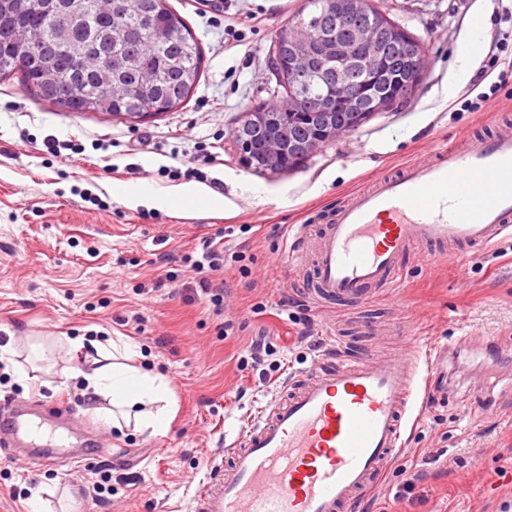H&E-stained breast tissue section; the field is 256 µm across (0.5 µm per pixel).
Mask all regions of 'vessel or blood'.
<instances>
[{"instance_id":"b4317fda","label":"vessel or blood","mask_w":512,"mask_h":512,"mask_svg":"<svg viewBox=\"0 0 512 512\" xmlns=\"http://www.w3.org/2000/svg\"><path fill=\"white\" fill-rule=\"evenodd\" d=\"M512 238V126L489 138L438 147L400 165L337 205L329 223L295 225L288 258H311L317 301L361 305L397 287L421 247L438 261L465 246ZM448 350L410 341L375 362L333 336L316 368L293 375L224 443V463L194 499L193 512H345L381 482L403 445L423 384L445 370ZM13 431L41 448L45 466L64 456L24 410Z\"/></svg>"}]
</instances>
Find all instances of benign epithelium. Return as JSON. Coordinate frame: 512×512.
Segmentation results:
<instances>
[{
	"label": "benign epithelium",
	"mask_w": 512,
	"mask_h": 512,
	"mask_svg": "<svg viewBox=\"0 0 512 512\" xmlns=\"http://www.w3.org/2000/svg\"><path fill=\"white\" fill-rule=\"evenodd\" d=\"M370 3L333 0V11L303 15L288 30V71L310 73L314 87L301 90L288 84L286 112L248 113L246 122L256 133L240 130L234 139L245 165L258 161L291 168L412 95L423 72L425 47L407 36L382 42L378 30L392 20L369 12ZM390 59L400 62V74H391ZM301 119L307 120L302 138L296 134Z\"/></svg>",
	"instance_id": "1"
}]
</instances>
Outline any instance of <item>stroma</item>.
<instances>
[{"label": "stroma", "instance_id": "1", "mask_svg": "<svg viewBox=\"0 0 512 512\" xmlns=\"http://www.w3.org/2000/svg\"><path fill=\"white\" fill-rule=\"evenodd\" d=\"M498 2L373 0L426 48L414 95L287 171L246 168L233 137L270 101L274 34L305 0H168L201 46L202 74L183 107L142 121L68 112L24 90L19 76H0V346H47L40 386L0 368V403H63L112 450L79 461L70 478L23 449L0 451V512H192L199 484L224 461L225 432L279 395V383L240 367L252 341L276 345L291 376L317 360L297 342L303 323L313 320L319 340L340 317L310 300L313 265L289 266L291 225L325 223L382 172L512 117V85L448 87L460 43L472 35L489 46ZM480 93V111L461 110L462 96ZM170 166L201 168L196 184L218 206L134 207L120 195L124 186L185 184ZM228 225L235 232L224 244L244 259L222 273L231 293L218 315L193 295L187 257ZM359 318L360 328L344 330L353 350L395 351L431 336L454 371L407 430L371 512H499L512 501V365L491 380L485 362L488 347L512 351V241L464 249L451 263L406 259L400 287ZM101 332L130 345V365L168 381L175 416L165 433L102 426L92 409L108 399L90 401L65 380Z\"/></svg>", "mask_w": 512, "mask_h": 512}]
</instances>
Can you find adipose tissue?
Returning a JSON list of instances; mask_svg holds the SVG:
<instances>
[{
	"label": "adipose tissue",
	"mask_w": 512,
	"mask_h": 512,
	"mask_svg": "<svg viewBox=\"0 0 512 512\" xmlns=\"http://www.w3.org/2000/svg\"><path fill=\"white\" fill-rule=\"evenodd\" d=\"M129 354L113 346L107 356L80 363L70 368L68 376L81 380L84 392L90 397L109 398L111 406L97 409L103 424L158 434L167 430L170 408H167L168 384L164 377L141 367L128 365Z\"/></svg>",
	"instance_id": "obj_1"
}]
</instances>
